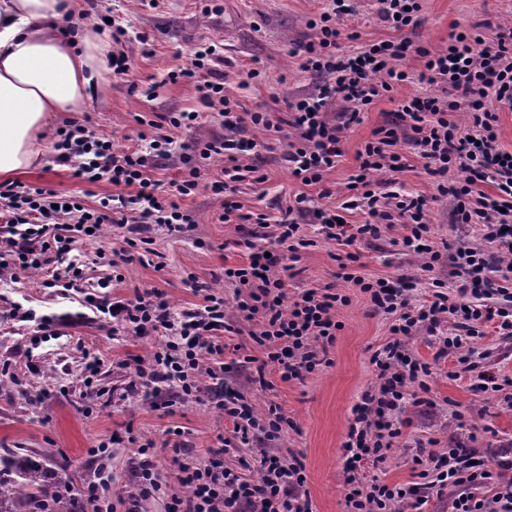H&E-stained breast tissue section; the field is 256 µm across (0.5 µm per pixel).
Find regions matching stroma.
<instances>
[{
	"label": "stroma",
	"mask_w": 512,
	"mask_h": 512,
	"mask_svg": "<svg viewBox=\"0 0 512 512\" xmlns=\"http://www.w3.org/2000/svg\"><path fill=\"white\" fill-rule=\"evenodd\" d=\"M353 13L344 28L358 32L355 41L341 40V54L348 55L381 40L395 39L396 33L377 15L374 0H350ZM219 14L203 15L197 0H160L157 8L144 0H80L78 14L86 30H97L102 16H112L128 25L131 34L146 36L150 54L133 46V81L106 78L101 89L86 102L82 113L94 129L111 139L114 149L138 147L141 125L137 116L154 117L169 112L197 110L201 104L193 82L165 83L168 71L189 62L190 50L198 39L217 40L224 48V91L248 111L266 109L282 112L287 102L316 92L322 78L303 71L291 51L315 37L310 20L325 7V0H223ZM512 24V0H422V10L415 27L407 28L406 38L437 49L447 46L456 27L475 22ZM403 67L413 82L397 87L392 99L378 101L362 113L359 124L345 133L344 155L336 169L327 175L332 197L323 198L318 188H302L294 181L284 161L288 135H281L275 150L264 151L254 163L267 176L265 183H239L234 195L244 209L278 216L295 193L306 192L310 208L337 209L348 178L358 166L356 152L371 131L388 120L394 100L417 94L438 93V86L419 81L420 63L406 58ZM259 69L258 79L248 80L250 69ZM219 113H205L197 127L175 131L176 144L165 168L156 170L155 179L170 185L180 173V158L192 153L196 145L223 133ZM39 145V165L17 177L18 182L49 187L63 194L86 193V202L96 205L99 198L114 191L112 184L101 182L83 189L67 167L54 161L50 129L43 130ZM406 169L397 176L405 191L431 197L429 221L435 244L445 242L477 245L471 226L452 221L453 200L437 197L432 179L423 168L410 144H403ZM223 195L211 188L199 187L196 193L179 198V205L191 211L197 220L184 234H168L161 225H151L148 236L159 253L162 269L133 262L109 267L107 254L122 249L127 227L106 225L99 246L78 248L83 264V286L67 291L42 285L39 274L21 272L15 278L0 279V367L8 373L0 377V453L22 449L40 461L51 482L64 495H77L83 483L91 479L98 465L93 451L100 443L110 446L112 457L108 470L112 492L129 490V463L139 455V447L154 442L155 460L161 472H168L164 450L168 431L181 427L195 458L205 457L207 449L216 447L218 436H231L233 426L215 408L188 400L177 405L175 413L153 410L137 396H124L128 382L123 361L149 359L163 344L160 336L139 338L113 330L111 324L88 312L86 299L97 293V285L113 272H120L122 283L114 295L129 296L134 289L152 286L165 289L174 311L194 307L200 301L187 285L188 276H196L223 292L227 304H234L235 288L225 282L226 267L248 260L241 240L250 232L246 224H224ZM303 232L313 239V247L303 250L288 280L289 293L315 285L337 283L338 258L352 251L358 253L355 268L370 278L420 279L424 273L422 256L394 246L401 228L385 231L380 238L357 242L353 247L322 240L319 227L305 222ZM105 258H96L97 249ZM351 302L340 307L336 318L344 329L330 350L331 367L309 375L304 381L282 382L274 369H267L269 388L243 384L242 392L257 414H264L270 404L279 405L294 423L277 441L281 450H293L305 458L308 489L314 512H343L346 485L342 472L341 448L351 409L361 394L376 379L370 362L372 354L389 339L390 320L373 312L357 290H350ZM32 312L33 320L14 317L13 308ZM65 313L73 322L60 326L57 335L39 331L36 321ZM472 344L485 357L482 372L512 376V339L499 335L492 325ZM101 362L93 385L84 383L88 356ZM448 363H440L429 379L432 406L408 409L404 438L393 448L381 468H367V475L379 476L389 483L411 482V457L418 440L435 438L441 445H475L488 456L504 477H512V397L507 392L476 393L470 388V374L454 380L448 376ZM465 415L456 421L455 412ZM132 432L133 442L113 443V434ZM477 442H470V434Z\"/></svg>",
	"instance_id": "35a3bbf8"
}]
</instances>
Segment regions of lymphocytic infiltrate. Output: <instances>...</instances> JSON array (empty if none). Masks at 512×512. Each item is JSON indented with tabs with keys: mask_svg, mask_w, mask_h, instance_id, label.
I'll return each mask as SVG.
<instances>
[{
	"mask_svg": "<svg viewBox=\"0 0 512 512\" xmlns=\"http://www.w3.org/2000/svg\"><path fill=\"white\" fill-rule=\"evenodd\" d=\"M382 21L399 31L395 40H382L355 54H336L340 37L356 40L355 32H343L337 19L349 14L345 0H332L328 8L311 20L317 31L314 41L295 49L302 70L325 79L316 93L291 103L287 112L240 113L238 103L224 92V76L216 65L223 59L221 46L209 42L193 48L188 67L169 71L167 80L193 81L203 108L220 112L223 135L204 142L197 157H181L182 177L173 186L178 197L194 194L210 184L224 197L222 222L254 224L266 229V247L251 240L247 264L233 268L224 279L235 285L237 310L261 329L253 342L262 349L251 383L267 387V367H275L281 381H302L332 364L330 347L343 325L338 308L350 296L334 286L313 287L297 295L288 293V273L306 247L301 220L313 216L326 241L349 246L377 238L392 225L404 233L396 246L407 252H422L425 271H433L440 260L450 267L448 280L432 279L427 296L414 301L409 282L384 278L368 280L351 270L358 262L349 251L340 263L342 279L369 299L375 312L390 315V339L377 349L371 363L376 383L364 391L352 409V419L342 444L343 472L348 492L344 512H394L397 503L420 508L430 494L452 490L453 512H512V479H503L490 460L468 448H444L427 439L426 452L413 455L417 479L405 486L367 478L365 464L386 463L391 448L403 436L400 412L408 407L429 405L428 379L435 362L450 358L456 368L449 378L475 367L472 338L494 323L502 335H512V266L501 265L497 255L512 252V152L499 141V112L512 109V25L475 23L451 33L448 45L433 50L402 38L415 26L422 9L420 0H378ZM419 57L420 80L437 85L436 95H413L399 101L391 121L372 130L357 152L358 167L346 184V210L361 211L363 223L340 222L336 213L309 211L305 194H296L293 205L277 220L264 213L244 214L234 199L236 182L252 173L254 183L266 180L251 165L264 143L257 132L269 134L291 128L284 159L295 181L318 185L323 196L332 191L325 185L343 155L345 130L360 123L386 93L408 83L411 75L402 62ZM340 106L339 120H332L333 106ZM466 112L459 121L458 112ZM201 111L172 112L149 121L148 151H116L110 139L75 119L63 122L53 134L55 160L69 167L73 178L90 185L105 181L117 194L89 207L81 196H58L47 187L22 183L0 184V274L39 271L64 288H78L82 270L69 255L77 243H94L107 224H161L172 234L186 232L195 217L177 200L161 194L153 176L162 160L171 155L173 130L199 123ZM254 136H246V129ZM410 142L431 176L439 196L452 197L453 220L471 225L482 245L474 248L430 243L429 199L416 193L386 190L375 181L374 172L398 174L405 168L402 142ZM223 157L219 178H211L207 162ZM465 178L449 183L452 171ZM191 288L203 302L196 308L173 313L167 293L159 288L135 291L133 296L107 297L96 308L108 315L124 332L145 338L164 337L165 342L146 361L124 362L129 378L127 391L144 394L153 408H170L185 399L205 402L219 410L233 425V435L221 439L199 461L190 459L187 444L171 445L177 491L164 493V480L150 447H141L132 462V487L113 499L111 476L99 468L81 489L85 512H141V503L166 495L165 512H313L306 490L307 473L296 453L281 455L271 442L291 428L292 420L278 405H270L257 416L251 403L224 380L217 363L224 357V296L212 286L192 280ZM447 334H440V327ZM437 333L438 350L432 362L416 357L408 340L419 329ZM208 374L210 384L199 377ZM240 448L239 469L225 466L228 449Z\"/></svg>",
	"mask_w": 512,
	"mask_h": 512,
	"instance_id": "obj_1",
	"label": "lymphocytic infiltrate"
}]
</instances>
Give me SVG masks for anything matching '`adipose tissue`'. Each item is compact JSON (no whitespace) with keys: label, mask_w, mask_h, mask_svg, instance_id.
Here are the masks:
<instances>
[{"label":"adipose tissue","mask_w":512,"mask_h":512,"mask_svg":"<svg viewBox=\"0 0 512 512\" xmlns=\"http://www.w3.org/2000/svg\"><path fill=\"white\" fill-rule=\"evenodd\" d=\"M72 3L0 0V175L35 167L49 114L81 111L107 69L95 33L60 35Z\"/></svg>","instance_id":"adipose-tissue-1"}]
</instances>
